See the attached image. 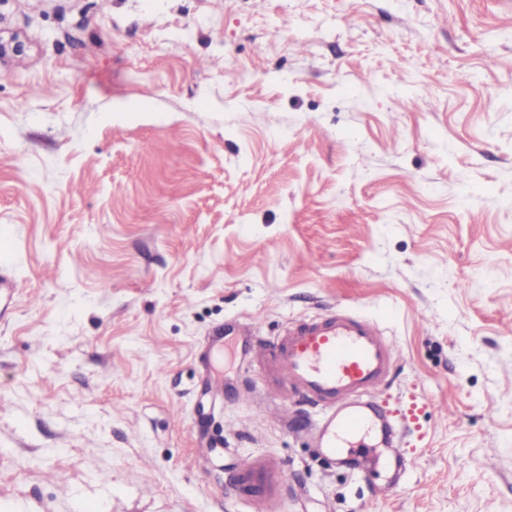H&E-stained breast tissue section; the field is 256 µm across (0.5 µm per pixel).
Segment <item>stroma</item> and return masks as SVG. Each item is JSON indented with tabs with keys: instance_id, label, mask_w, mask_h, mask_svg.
Masks as SVG:
<instances>
[{
	"instance_id": "obj_1",
	"label": "stroma",
	"mask_w": 512,
	"mask_h": 512,
	"mask_svg": "<svg viewBox=\"0 0 512 512\" xmlns=\"http://www.w3.org/2000/svg\"><path fill=\"white\" fill-rule=\"evenodd\" d=\"M7 10L0 512H512V0ZM336 309L434 406L402 477L252 396L238 325Z\"/></svg>"
}]
</instances>
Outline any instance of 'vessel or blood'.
I'll list each match as a JSON object with an SVG mask.
<instances>
[{
  "mask_svg": "<svg viewBox=\"0 0 512 512\" xmlns=\"http://www.w3.org/2000/svg\"><path fill=\"white\" fill-rule=\"evenodd\" d=\"M249 351L281 400L301 398L316 409L310 431L328 455L364 447L368 434L398 446V422L376 398L396 350L376 322L338 309L273 338L253 335Z\"/></svg>",
  "mask_w": 512,
  "mask_h": 512,
  "instance_id": "obj_1",
  "label": "vessel or blood"
}]
</instances>
